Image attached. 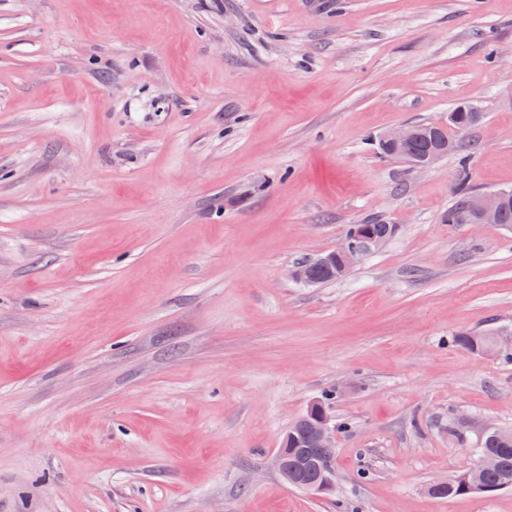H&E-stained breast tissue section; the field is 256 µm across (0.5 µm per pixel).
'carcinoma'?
Segmentation results:
<instances>
[{
    "instance_id": "carcinoma-1",
    "label": "carcinoma",
    "mask_w": 512,
    "mask_h": 512,
    "mask_svg": "<svg viewBox=\"0 0 512 512\" xmlns=\"http://www.w3.org/2000/svg\"><path fill=\"white\" fill-rule=\"evenodd\" d=\"M457 125L475 127L481 116L471 110V105L460 104L451 110ZM439 138L423 135L403 147L402 152L415 162L420 163L438 146ZM470 154L460 158V170L454 188L455 200L448 209L446 220L450 224H458L472 214V202L476 192L467 183ZM366 230L376 239L390 240L397 233V225L376 222L374 224H354L347 236L360 230ZM312 278L320 284L337 281L346 272L335 266L314 265L310 268ZM452 343L462 349L477 354H495L506 362H512V351L501 350L496 341V332L462 333L452 338ZM290 450L286 457L288 468L305 467L307 476L315 480L326 474L325 466L313 457V438L311 432V414H304L286 432ZM476 455L491 454L497 459V466L482 469L474 466L448 479V485L437 494L439 498L461 495L493 493L512 489V433L505 434L497 429L486 431L477 439Z\"/></svg>"
}]
</instances>
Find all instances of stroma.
Returning a JSON list of instances; mask_svg holds the SVG:
<instances>
[{
    "mask_svg": "<svg viewBox=\"0 0 512 512\" xmlns=\"http://www.w3.org/2000/svg\"><path fill=\"white\" fill-rule=\"evenodd\" d=\"M466 102L512 188V0H0V512H512L428 493L512 430V364L449 343L512 332V227L374 143ZM326 393L314 494L272 459ZM362 228L372 234L374 238L383 240L392 239L398 230L397 225L385 224L379 221L374 222V224H353L346 234V239L336 246V249L321 254L309 262L297 263L290 269L289 276L295 282L306 286H317L318 283L321 285L343 278L349 270L341 271L338 266L314 265L311 266L309 271V265L311 263L336 265L337 262L344 268L351 269L361 263L367 255L378 250L387 242L364 237L358 238L356 241L347 238L352 236L354 231L358 234ZM310 272L314 280L311 278Z\"/></svg>",
    "mask_w": 512,
    "mask_h": 512,
    "instance_id": "obj_1",
    "label": "stroma"
}]
</instances>
